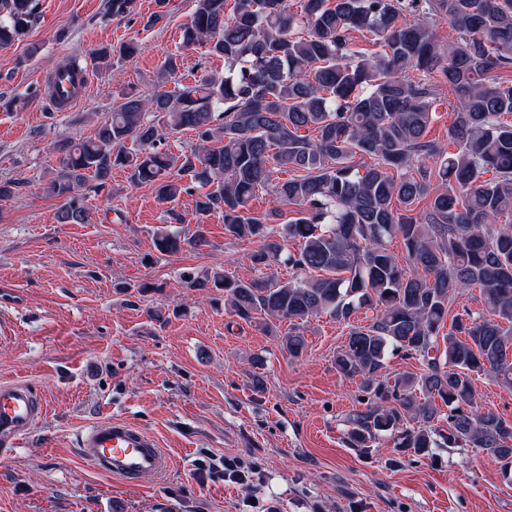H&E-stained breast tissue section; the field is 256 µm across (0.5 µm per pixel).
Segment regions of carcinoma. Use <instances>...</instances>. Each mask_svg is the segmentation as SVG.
I'll list each match as a JSON object with an SVG mask.
<instances>
[{
	"label": "carcinoma",
	"instance_id": "obj_1",
	"mask_svg": "<svg viewBox=\"0 0 512 512\" xmlns=\"http://www.w3.org/2000/svg\"><path fill=\"white\" fill-rule=\"evenodd\" d=\"M134 2L107 0V12L123 18ZM193 2L181 47L223 58L224 71L184 84L170 53L153 92L122 86L94 135L64 143L42 183L60 201L58 222L85 223L80 189L105 187L114 168L162 203L197 195L198 218L220 210L224 234L260 242L253 266L281 261L292 277L245 281L224 268L188 287L224 294L245 322L288 321L293 359L311 318L350 325L334 364L367 395L346 419L350 447L368 451L388 434L407 456L480 448L512 474V422L480 410L473 393L475 375L512 385V122L502 119L512 114V0ZM38 20L37 0H0V46ZM442 21L457 37L439 38ZM357 33L378 50L359 47ZM440 81L455 98L446 142L427 138ZM183 130L195 133L193 150L159 148ZM262 191L269 208L258 214ZM396 237L405 267L388 249ZM206 242L200 223L189 236L153 235L162 255ZM473 287L483 309L448 316L455 293ZM363 308L370 323L350 324ZM396 351L423 372L388 378Z\"/></svg>",
	"mask_w": 512,
	"mask_h": 512
}]
</instances>
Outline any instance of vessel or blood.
I'll use <instances>...</instances> for the list:
<instances>
[{"label":"vessel or blood","mask_w":512,"mask_h":512,"mask_svg":"<svg viewBox=\"0 0 512 512\" xmlns=\"http://www.w3.org/2000/svg\"><path fill=\"white\" fill-rule=\"evenodd\" d=\"M89 81L87 71L60 70L41 84L44 98L59 112L79 106ZM44 405L28 384H0V457L12 454L20 439L39 422ZM80 460L96 471L133 485L156 480L171 460L146 430L121 419L91 425L77 438Z\"/></svg>","instance_id":"b4317fda"}]
</instances>
